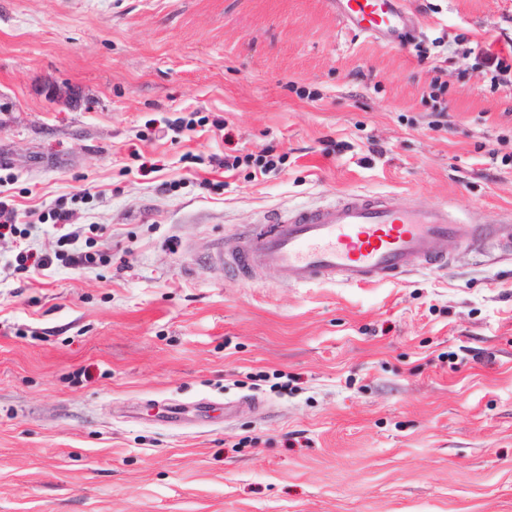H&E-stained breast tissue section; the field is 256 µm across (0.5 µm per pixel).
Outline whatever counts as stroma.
Wrapping results in <instances>:
<instances>
[{
	"label": "stroma",
	"instance_id": "35a3bbf8",
	"mask_svg": "<svg viewBox=\"0 0 512 512\" xmlns=\"http://www.w3.org/2000/svg\"><path fill=\"white\" fill-rule=\"evenodd\" d=\"M404 6L443 40L429 60L334 0H0V155L31 230L0 239V512H512V258L450 239L447 268L365 288L213 259L343 192L512 214V84L484 64L512 0ZM271 145L257 178L182 159ZM62 200L101 261L19 272L57 249Z\"/></svg>",
	"mask_w": 512,
	"mask_h": 512
}]
</instances>
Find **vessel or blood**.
<instances>
[{
    "label": "vessel or blood",
    "mask_w": 512,
    "mask_h": 512,
    "mask_svg": "<svg viewBox=\"0 0 512 512\" xmlns=\"http://www.w3.org/2000/svg\"><path fill=\"white\" fill-rule=\"evenodd\" d=\"M400 0H336V16L349 30L391 46L407 32L411 20ZM479 246L496 242L512 256V224L470 223L450 215L447 206H398L386 199L340 195L326 208L273 213L267 226L252 228L245 240L217 244L215 259L253 278L275 268L288 284L315 281L363 287L396 280L411 270L444 267L434 250L448 236Z\"/></svg>",
    "instance_id": "1"
}]
</instances>
